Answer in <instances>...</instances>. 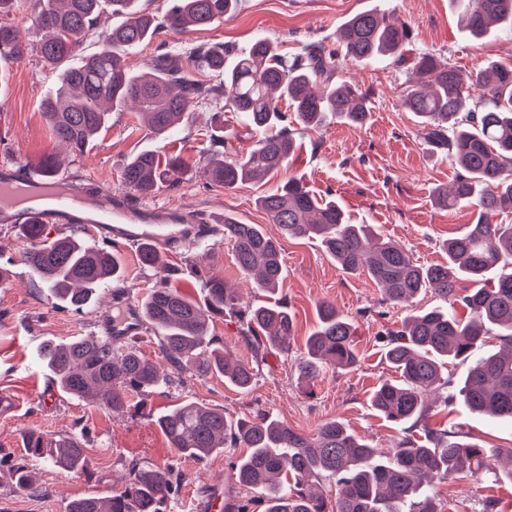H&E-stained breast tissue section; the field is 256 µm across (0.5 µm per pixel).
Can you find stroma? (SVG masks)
Here are the masks:
<instances>
[{
	"mask_svg": "<svg viewBox=\"0 0 512 512\" xmlns=\"http://www.w3.org/2000/svg\"><path fill=\"white\" fill-rule=\"evenodd\" d=\"M388 8L396 9L408 22L416 52L437 54L463 73L489 62L512 63V30L495 29L482 39H473L460 31L451 0H244L241 9L220 25L180 35H156L154 42L132 51L127 64L134 71L146 69L161 42L176 54L185 45L204 42L221 43L238 53L256 38L268 37L283 51L294 53L311 41L334 44L338 27L348 18L364 10ZM342 74L370 90V121L363 126L334 123L318 131L298 130L300 148L273 180L244 183L227 191L209 183L203 172L208 147L205 132L214 126L213 114H224L228 155L245 152L258 136L242 124L237 113L224 112L222 104L199 106L178 132L163 141L134 129L130 113L110 112L91 149L76 158L54 138L43 114L41 102L55 86L56 72L35 56L20 64L0 58V163L35 168L43 155L50 154L77 184L97 185L129 197L121 182L127 161L147 150L162 155L176 152L187 161L179 185L160 188L149 198L130 197L132 205L189 209L205 217L223 213L246 224L265 225L272 234L277 228L255 200L288 177L298 176L309 189L332 194L352 223L373 225L410 251L417 263L446 262L443 241L472 223L473 210H448L433 202V190L451 188L458 169L446 153L427 146L418 118L403 107L405 69L383 58L346 63ZM280 245L284 276L279 295L287 300L294 320L289 355L273 351L254 360L243 340L238 316L228 311L214 320L211 333L233 358L252 363L255 380L248 392L226 384L223 375L191 370L169 387L132 397L128 407L114 412L53 388L38 357L45 340L67 342L77 336L104 335V325L112 316L109 291H98L82 312L56 309L49 292L33 284L21 258L19 229L0 223V264L8 270L5 284L0 285V397L15 406L12 413H0V448L20 458L28 430L54 436L79 432L90 459L86 474L30 461L37 487L33 493L12 488L9 470L0 471V512H67L73 499L120 491L130 463L150 466L173 460L178 461L186 480L178 496L170 500L167 512H193L195 503L218 489L223 490L226 503L251 499L254 512H263L257 503L258 492L240 485L231 471L240 449L227 448L201 462L177 459L155 419L186 401L222 409L234 421L263 409L308 436L324 422L337 420L378 448L393 447L398 430L370 404L376 387L397 377L379 336L399 326L411 308L435 305L434 294H420L410 307L385 305L381 289L367 274L346 273L318 241L284 238ZM111 250L124 269L127 295L123 311L137 314L143 296L160 275L157 269L141 264L133 244H115ZM163 258L170 268L169 284L195 299H202L205 290L202 281L186 271L192 262L223 279L244 301L259 304L266 299L238 270L232 245L223 239L189 251L168 250ZM325 301L352 321L359 362L349 370L324 369L308 394L300 388L292 365L316 330L318 307ZM447 419L463 426L472 442L482 447L512 448L511 424L480 418L464 403L450 407ZM487 496L497 500L499 512H512V482L496 481L489 475L453 479L437 486V512H480L481 500Z\"/></svg>",
	"mask_w": 512,
	"mask_h": 512,
	"instance_id": "stroma-1",
	"label": "stroma"
}]
</instances>
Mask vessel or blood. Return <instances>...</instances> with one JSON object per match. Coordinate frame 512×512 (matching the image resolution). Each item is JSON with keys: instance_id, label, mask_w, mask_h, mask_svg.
Listing matches in <instances>:
<instances>
[{"instance_id": "1", "label": "vessel or blood", "mask_w": 512, "mask_h": 512, "mask_svg": "<svg viewBox=\"0 0 512 512\" xmlns=\"http://www.w3.org/2000/svg\"><path fill=\"white\" fill-rule=\"evenodd\" d=\"M92 224L103 241L130 238L129 227L140 224L139 238L168 242L180 235L179 225L194 224L191 210H146L131 208L124 198L99 189L87 192L71 185L69 178L45 177L37 169L16 171L0 168V222L23 224Z\"/></svg>"}]
</instances>
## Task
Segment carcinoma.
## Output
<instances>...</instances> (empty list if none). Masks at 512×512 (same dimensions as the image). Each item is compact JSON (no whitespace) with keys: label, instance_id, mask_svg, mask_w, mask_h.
<instances>
[{"label":"carcinoma","instance_id":"obj_1","mask_svg":"<svg viewBox=\"0 0 512 512\" xmlns=\"http://www.w3.org/2000/svg\"><path fill=\"white\" fill-rule=\"evenodd\" d=\"M137 0H26L30 20L43 32L38 42L10 15L19 0H0V58L23 61L36 55L58 72L59 85L43 100L53 135L83 156L108 119L106 105L130 101L135 124L164 140L183 125L191 107L224 99L230 112L245 113L249 125L264 137L239 158L224 156V139L210 136L205 159L207 179L226 190L248 180H262L281 170L294 155L297 123L319 130L333 122L363 126L370 118L369 94L338 75L341 60L364 62L388 57L407 67L408 90L403 106L421 120L424 139L448 153L459 167L451 191L439 190L440 207L474 208V220L442 243L448 262L423 266L408 250L385 239L370 224H352L331 197L316 196L290 177L258 199L280 236L260 224L224 218L222 224H196L193 238L210 236L232 243L239 270L255 288L273 294L282 280L279 237L316 238L326 254L349 274L367 273L382 288V302L400 305L430 288L447 307L434 306L406 316L401 326L383 335L386 358L399 377L374 391L372 408L400 430L396 447L383 451L342 422L327 421L311 435L300 434L260 410L231 423L224 411L198 402L185 403L157 418L178 457L203 461L228 445L244 448L232 464L237 482L264 492V512H437L433 489L461 475L488 472L498 477L497 448L469 441L457 426L431 424V419L462 400L476 414L512 421V224L500 220L512 211V67L489 63L465 82L457 70L430 53L412 55L410 34L399 17L376 10L360 12L336 31V47L308 43L284 53L269 38L256 39L248 51L228 62L224 45L198 43L188 48V62L198 71L224 76L207 84L184 71L180 59L161 44L136 75L126 63L131 50L161 32L181 34L224 22L239 0H168L163 12L136 7ZM459 8L462 29L472 36L494 24L512 25V0H451ZM106 9L118 18L100 39L97 51L80 55L84 39L96 29ZM480 94L493 107L465 109ZM185 167L177 154L164 158L142 152L124 166L121 179L137 197L155 194ZM46 225L22 228L21 258L34 281L59 304L82 310L93 295L123 280L115 254L96 241L65 237L45 239ZM143 265L161 268L159 252L144 243ZM204 281L203 301L193 300L161 280L141 301L147 332L158 339L162 363L148 359L137 342L114 346L110 336L47 341L43 364L59 391L95 398L106 409L127 407L132 394L167 384L172 375L192 367L216 372L236 389L248 391L253 367L232 362L209 333V321L236 313L243 339L254 357L270 350L288 353L293 319L285 299L248 304L224 281L191 270ZM471 281L474 288H464ZM466 311L460 318L455 304ZM499 350L474 359L490 339ZM467 364L463 385L448 371V361ZM358 363L353 331L336 307H319V324L307 341V355L295 364L297 380L308 384L327 367L349 370ZM437 394L440 409L428 401ZM26 455L67 472L89 473L83 439L54 438L32 429L24 439ZM15 486L32 488L22 459L12 465ZM326 478L336 487L327 497L311 491V482ZM184 474L176 462L128 468V481L117 493L84 497L69 503L68 512H163L179 493Z\"/></svg>","mask_w":512,"mask_h":512}]
</instances>
